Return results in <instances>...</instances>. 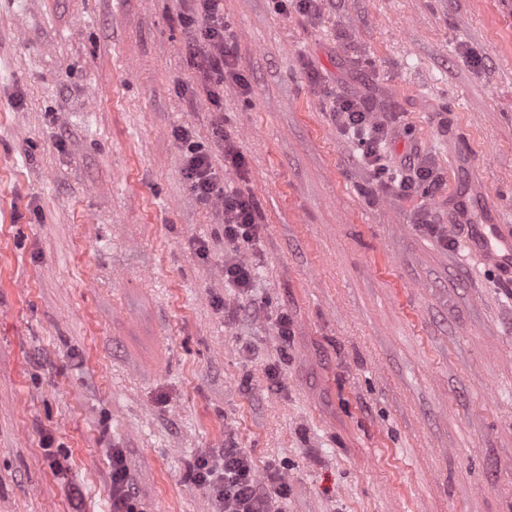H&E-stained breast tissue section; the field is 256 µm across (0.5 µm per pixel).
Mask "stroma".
<instances>
[{
  "mask_svg": "<svg viewBox=\"0 0 512 512\" xmlns=\"http://www.w3.org/2000/svg\"><path fill=\"white\" fill-rule=\"evenodd\" d=\"M191 7L0 0V512H112L116 448L143 512H218L187 471L230 445L282 512H512V287L413 213L512 225V13L223 0L247 85L215 105ZM340 94L402 113L382 162L428 157L439 189L383 192ZM191 144L256 244L197 199ZM184 174L190 181L199 200L207 202L214 195L224 202V237L232 242L250 243L256 240V224L253 204L249 197L240 193H223L219 177L206 154L189 145L184 164ZM255 271L253 266L245 262H233L224 267V278L232 282L237 288L249 291L253 288Z\"/></svg>",
  "mask_w": 512,
  "mask_h": 512,
  "instance_id": "stroma-1",
  "label": "stroma"
}]
</instances>
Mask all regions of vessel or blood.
I'll return each instance as SVG.
<instances>
[{"label":"vessel or blood","instance_id":"b4317fda","mask_svg":"<svg viewBox=\"0 0 512 512\" xmlns=\"http://www.w3.org/2000/svg\"><path fill=\"white\" fill-rule=\"evenodd\" d=\"M465 250L478 255L504 282H512V225L461 224L457 227Z\"/></svg>","mask_w":512,"mask_h":512}]
</instances>
